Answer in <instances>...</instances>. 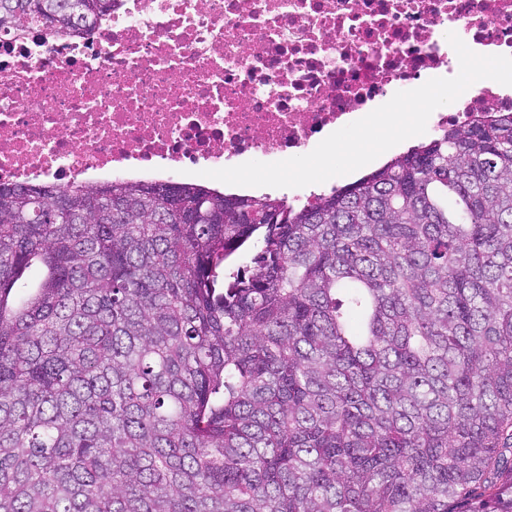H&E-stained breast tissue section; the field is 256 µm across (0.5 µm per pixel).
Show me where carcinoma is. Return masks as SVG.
<instances>
[{"mask_svg": "<svg viewBox=\"0 0 512 512\" xmlns=\"http://www.w3.org/2000/svg\"><path fill=\"white\" fill-rule=\"evenodd\" d=\"M0 512H512V112L299 206L0 184Z\"/></svg>", "mask_w": 512, "mask_h": 512, "instance_id": "carcinoma-1", "label": "carcinoma"}]
</instances>
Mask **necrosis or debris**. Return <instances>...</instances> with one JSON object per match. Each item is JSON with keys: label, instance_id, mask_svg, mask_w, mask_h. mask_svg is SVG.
<instances>
[{"label": "necrosis or debris", "instance_id": "1", "mask_svg": "<svg viewBox=\"0 0 512 512\" xmlns=\"http://www.w3.org/2000/svg\"><path fill=\"white\" fill-rule=\"evenodd\" d=\"M512 56V0H112L87 35L0 34V183L169 181L276 162L430 76L447 33ZM493 86L427 128L511 112Z\"/></svg>", "mask_w": 512, "mask_h": 512}]
</instances>
